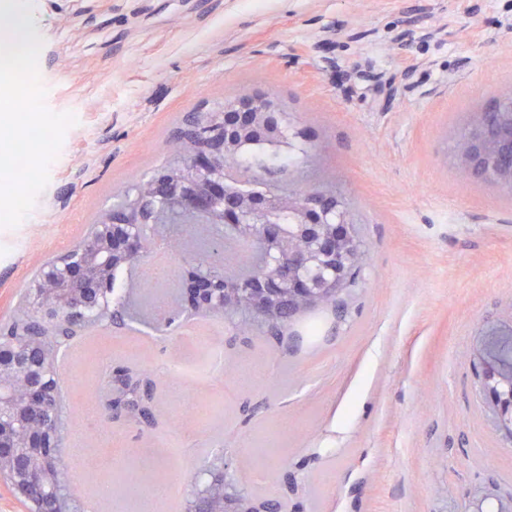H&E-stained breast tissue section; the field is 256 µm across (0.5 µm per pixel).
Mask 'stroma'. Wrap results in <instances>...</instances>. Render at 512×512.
Instances as JSON below:
<instances>
[{"mask_svg":"<svg viewBox=\"0 0 512 512\" xmlns=\"http://www.w3.org/2000/svg\"><path fill=\"white\" fill-rule=\"evenodd\" d=\"M32 5L45 105L77 122L33 209L0 228V330L38 266L166 162L185 113L242 91L311 135L289 181L333 183L366 250L345 315L324 310L314 343L152 308L161 286L118 270L134 310L59 364L65 453L93 461L81 498L107 483L103 512H186L220 451L229 479L283 512H512V437L482 375L512 340V191L456 162L461 129L512 85V0ZM171 362L190 378L179 393ZM116 365L152 381V427L105 421Z\"/></svg>","mask_w":512,"mask_h":512,"instance_id":"obj_1","label":"stroma"}]
</instances>
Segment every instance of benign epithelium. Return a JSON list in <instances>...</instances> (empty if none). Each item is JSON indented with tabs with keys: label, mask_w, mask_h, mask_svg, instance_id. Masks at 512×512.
Instances as JSON below:
<instances>
[{
	"label": "benign epithelium",
	"mask_w": 512,
	"mask_h": 512,
	"mask_svg": "<svg viewBox=\"0 0 512 512\" xmlns=\"http://www.w3.org/2000/svg\"><path fill=\"white\" fill-rule=\"evenodd\" d=\"M184 145L179 165L159 179L142 182L119 210L100 213L81 239L41 263L30 290L33 300L19 307L6 335L0 336V477L35 512H70L76 505L67 492L68 466L61 452L59 355L73 337L116 317L108 296L116 272L146 265L155 225L184 215L189 224H220L208 252L223 253L224 241L261 242L266 264L248 284L224 281L223 267H193L179 280L182 309L224 316L229 296L249 306L270 325H279L350 279L359 248L349 213L326 190L282 189L262 195L230 193L224 174L248 138L273 145L282 138V111L268 95L238 93L224 113L193 112L181 128ZM459 166L469 177L512 187V87L499 90L492 111L481 113L461 141ZM292 217L296 232L284 230L281 217ZM112 398L105 420L152 423L151 385L125 368L112 369ZM503 428H512V401L490 395ZM224 468L195 496L190 512H270V503L253 499L247 507L236 497L221 498Z\"/></svg>",
	"instance_id": "1"
}]
</instances>
